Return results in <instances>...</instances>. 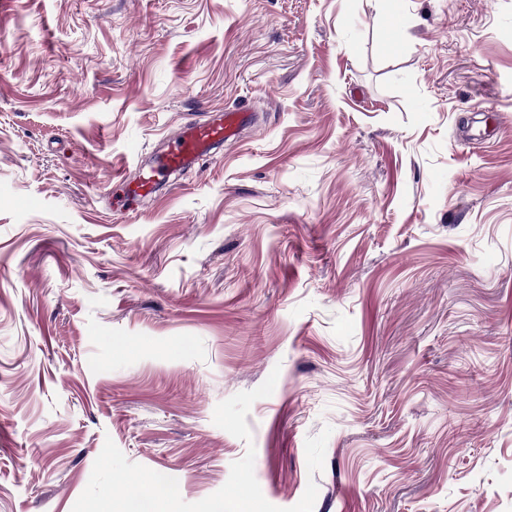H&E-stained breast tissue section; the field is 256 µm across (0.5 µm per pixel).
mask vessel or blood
Wrapping results in <instances>:
<instances>
[{
    "label": "vessel or blood",
    "mask_w": 512,
    "mask_h": 512,
    "mask_svg": "<svg viewBox=\"0 0 512 512\" xmlns=\"http://www.w3.org/2000/svg\"><path fill=\"white\" fill-rule=\"evenodd\" d=\"M243 122L242 115L226 112L205 122L186 124L177 136L169 140L166 150L149 170L127 182L128 196L136 200L153 195L168 175L187 167L197 158L210 153L216 145L235 136Z\"/></svg>",
    "instance_id": "1"
}]
</instances>
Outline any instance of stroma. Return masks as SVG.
I'll list each match as a JSON object with an SVG mask.
<instances>
[{
    "mask_svg": "<svg viewBox=\"0 0 512 512\" xmlns=\"http://www.w3.org/2000/svg\"><path fill=\"white\" fill-rule=\"evenodd\" d=\"M108 440L190 503L251 447L282 508L512 512V0H0V512ZM245 117L235 112L220 113L206 122L186 124L170 139L152 167L133 181H125L127 194L133 200L148 197L171 173L179 171L197 158L211 152L218 144L236 135Z\"/></svg>",
    "mask_w": 512,
    "mask_h": 512,
    "instance_id": "1",
    "label": "stroma"
}]
</instances>
